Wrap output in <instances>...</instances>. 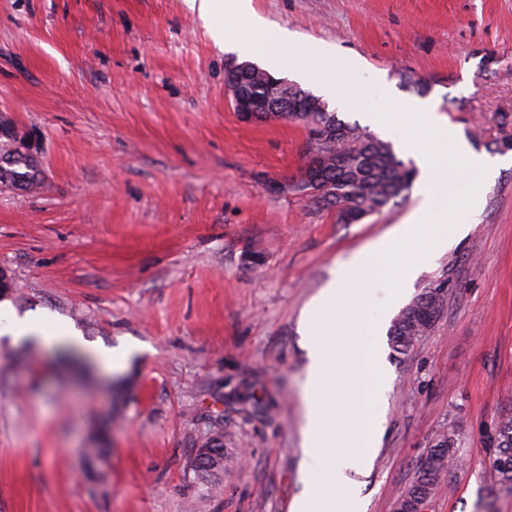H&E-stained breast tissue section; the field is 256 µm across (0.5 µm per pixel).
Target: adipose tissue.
Wrapping results in <instances>:
<instances>
[{
  "label": "adipose tissue",
  "mask_w": 512,
  "mask_h": 512,
  "mask_svg": "<svg viewBox=\"0 0 512 512\" xmlns=\"http://www.w3.org/2000/svg\"><path fill=\"white\" fill-rule=\"evenodd\" d=\"M190 10L213 25V36L222 42L225 49L234 51L245 58H262L267 69L275 72L288 68L302 79L321 87L323 92L347 107L363 105L368 91L385 93L383 82L366 86L359 80L361 66L352 57L336 56L324 42L310 39L298 45L300 56L285 60L282 50L294 46L288 30L271 28L256 12L253 0H186ZM349 78L347 86L336 83L337 73ZM13 339L27 338L45 347H68L82 349L81 337L60 328L48 331L35 320H18L10 311L0 310V335Z\"/></svg>",
  "instance_id": "obj_1"
}]
</instances>
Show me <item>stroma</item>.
<instances>
[{"label":"stroma","mask_w":512,"mask_h":512,"mask_svg":"<svg viewBox=\"0 0 512 512\" xmlns=\"http://www.w3.org/2000/svg\"><path fill=\"white\" fill-rule=\"evenodd\" d=\"M272 25L381 74L396 124L427 99L470 146L512 135V0H253ZM236 54L184 0H0V116L40 165L0 186V269L13 298L92 345L134 346L80 370L0 337V512H289L302 490L306 305L335 267L415 205L358 224L267 182L298 176L301 125L242 121ZM469 232L419 275L443 284L428 333L388 353L385 430L360 479L366 512H396L442 433L460 458L425 512H512L489 464L512 415V166ZM224 431L218 495L190 469ZM105 442V463L84 451Z\"/></svg>","instance_id":"stroma-1"}]
</instances>
